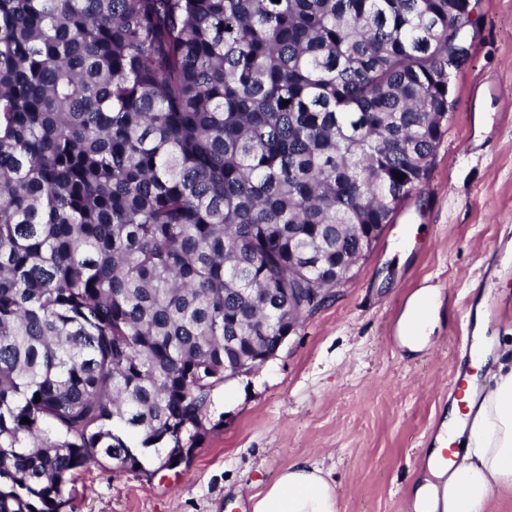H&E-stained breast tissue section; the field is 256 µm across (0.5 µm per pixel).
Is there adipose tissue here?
<instances>
[{
  "instance_id": "1",
  "label": "adipose tissue",
  "mask_w": 512,
  "mask_h": 512,
  "mask_svg": "<svg viewBox=\"0 0 512 512\" xmlns=\"http://www.w3.org/2000/svg\"><path fill=\"white\" fill-rule=\"evenodd\" d=\"M429 289L417 292L402 316L401 341L409 350L428 342ZM474 368L493 365L489 380L474 385L469 411L450 408L424 473L413 485L414 512H485L494 492L512 490V345L480 337ZM458 446L442 460L448 440ZM252 512H338L336 490L323 468L307 459L291 463L252 497Z\"/></svg>"
}]
</instances>
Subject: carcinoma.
<instances>
[{"label":"carcinoma","mask_w":512,"mask_h":512,"mask_svg":"<svg viewBox=\"0 0 512 512\" xmlns=\"http://www.w3.org/2000/svg\"><path fill=\"white\" fill-rule=\"evenodd\" d=\"M470 25L448 0H0V512L199 447L224 367L426 179Z\"/></svg>","instance_id":"1"}]
</instances>
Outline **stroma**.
Segmentation results:
<instances>
[{
    "instance_id": "1",
    "label": "stroma",
    "mask_w": 512,
    "mask_h": 512,
    "mask_svg": "<svg viewBox=\"0 0 512 512\" xmlns=\"http://www.w3.org/2000/svg\"><path fill=\"white\" fill-rule=\"evenodd\" d=\"M469 42L428 178L353 278L218 391V425L187 467L148 479L90 466L72 512H252V495L303 457L329 471L339 512H414L467 337L482 323L512 340V0H477ZM423 288L437 313L412 353L399 322Z\"/></svg>"
}]
</instances>
